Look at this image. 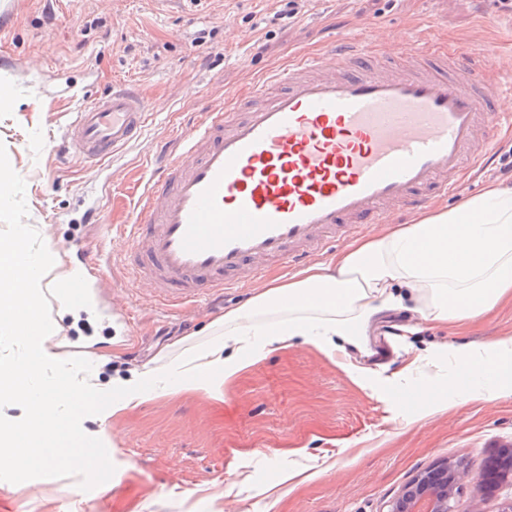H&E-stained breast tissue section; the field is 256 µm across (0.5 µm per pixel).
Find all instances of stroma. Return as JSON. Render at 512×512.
Instances as JSON below:
<instances>
[{"label": "stroma", "mask_w": 512, "mask_h": 512, "mask_svg": "<svg viewBox=\"0 0 512 512\" xmlns=\"http://www.w3.org/2000/svg\"><path fill=\"white\" fill-rule=\"evenodd\" d=\"M366 30L391 57L411 39L512 69V14L497 0H0V144L26 182L28 224L59 259L47 276L71 273L78 249L107 251L97 288L112 322L67 311L58 319L65 351L82 342L86 356L107 358L108 378L174 362L254 289L295 277L274 265L216 301L162 310L149 285L128 283L121 202L198 114L245 109L269 69ZM116 85L144 92L142 139L109 164L65 153L74 112ZM498 181L487 163L428 207H453ZM392 322L419 327L418 348H475L512 337V303L465 326L409 311ZM377 348L369 373L355 375L345 354L300 342L253 364L223 400L153 396L104 421L85 417L83 431L112 450L111 479L88 491L74 477L0 481V512H388L405 485L445 460L468 473L454 512H498L512 482L479 493L472 479L512 447V397L449 406L447 361L406 377L404 344L381 338ZM310 466L317 477L272 502L284 473Z\"/></svg>", "instance_id": "35a3bbf8"}]
</instances>
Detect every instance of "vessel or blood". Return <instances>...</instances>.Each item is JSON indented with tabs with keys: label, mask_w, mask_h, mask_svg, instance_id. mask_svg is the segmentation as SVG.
<instances>
[{
	"label": "vessel or blood",
	"mask_w": 512,
	"mask_h": 512,
	"mask_svg": "<svg viewBox=\"0 0 512 512\" xmlns=\"http://www.w3.org/2000/svg\"><path fill=\"white\" fill-rule=\"evenodd\" d=\"M372 45L367 33L341 35L326 49L333 67L297 57L267 75L260 104L202 113L180 133L123 227L130 276L151 284L158 307L223 296L272 263L300 266L362 225L421 208L466 163L493 156L495 131L512 128L496 107L512 97L511 74L445 51L420 63L412 42L392 70ZM147 120L143 97L116 89L76 112L67 144L109 158Z\"/></svg>",
	"instance_id": "1"
}]
</instances>
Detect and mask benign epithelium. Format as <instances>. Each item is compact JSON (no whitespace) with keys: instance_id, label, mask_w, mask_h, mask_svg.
I'll return each mask as SVG.
<instances>
[{"instance_id":"benign-epithelium-1","label":"benign epithelium","mask_w":512,"mask_h":512,"mask_svg":"<svg viewBox=\"0 0 512 512\" xmlns=\"http://www.w3.org/2000/svg\"><path fill=\"white\" fill-rule=\"evenodd\" d=\"M489 471L501 479L511 477L512 448L503 450ZM464 477L465 470L452 461L424 471L401 491L389 512H453L452 500Z\"/></svg>"}]
</instances>
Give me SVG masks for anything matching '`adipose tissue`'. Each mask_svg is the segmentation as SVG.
Returning <instances> with one entry per match:
<instances>
[{"label":"adipose tissue","mask_w":512,"mask_h":512,"mask_svg":"<svg viewBox=\"0 0 512 512\" xmlns=\"http://www.w3.org/2000/svg\"><path fill=\"white\" fill-rule=\"evenodd\" d=\"M506 300L512 302V188L491 185L416 223L366 235L298 278L256 289L246 305L213 322L210 342L176 365L131 371L112 411L136 408L152 390L223 399L226 383L299 340L328 353L349 346L369 357V331L389 311L415 310L445 323ZM451 362L473 382L469 399L512 396V338L454 350Z\"/></svg>","instance_id":"obj_1"}]
</instances>
